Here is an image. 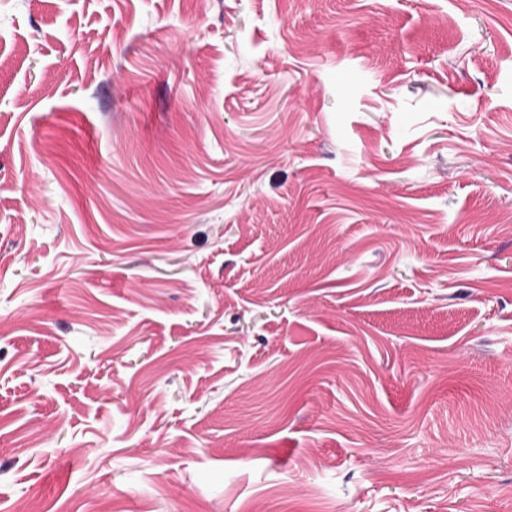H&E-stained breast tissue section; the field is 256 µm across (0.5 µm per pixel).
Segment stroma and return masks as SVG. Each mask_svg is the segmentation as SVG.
Wrapping results in <instances>:
<instances>
[{
  "label": "stroma",
  "mask_w": 512,
  "mask_h": 512,
  "mask_svg": "<svg viewBox=\"0 0 512 512\" xmlns=\"http://www.w3.org/2000/svg\"><path fill=\"white\" fill-rule=\"evenodd\" d=\"M0 512H505L512 0H0Z\"/></svg>",
  "instance_id": "1"
}]
</instances>
